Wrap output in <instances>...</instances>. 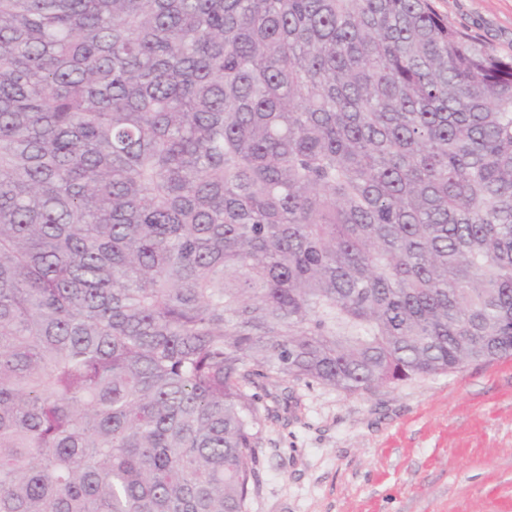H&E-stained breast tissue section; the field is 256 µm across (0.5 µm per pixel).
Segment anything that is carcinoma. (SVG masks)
I'll list each match as a JSON object with an SVG mask.
<instances>
[{
	"mask_svg": "<svg viewBox=\"0 0 512 512\" xmlns=\"http://www.w3.org/2000/svg\"><path fill=\"white\" fill-rule=\"evenodd\" d=\"M512 355V58L430 0H0V512H247L263 383Z\"/></svg>",
	"mask_w": 512,
	"mask_h": 512,
	"instance_id": "cac0c4a2",
	"label": "carcinoma"
}]
</instances>
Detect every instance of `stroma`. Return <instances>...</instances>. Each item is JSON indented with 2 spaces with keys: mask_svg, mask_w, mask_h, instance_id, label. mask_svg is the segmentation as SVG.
<instances>
[{
  "mask_svg": "<svg viewBox=\"0 0 512 512\" xmlns=\"http://www.w3.org/2000/svg\"><path fill=\"white\" fill-rule=\"evenodd\" d=\"M512 56V0H433ZM248 512H512V357L350 394L289 379L258 391Z\"/></svg>",
  "mask_w": 512,
  "mask_h": 512,
  "instance_id": "35a3bbf8",
  "label": "stroma"
}]
</instances>
